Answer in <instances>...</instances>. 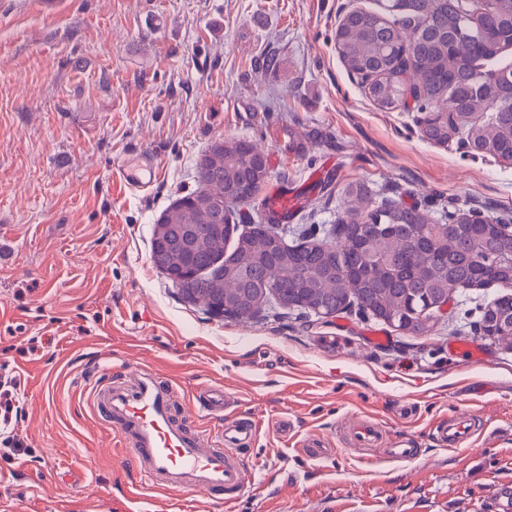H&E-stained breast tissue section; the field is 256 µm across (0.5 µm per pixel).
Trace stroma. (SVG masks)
I'll list each match as a JSON object with an SVG mask.
<instances>
[{
  "label": "stroma",
  "mask_w": 512,
  "mask_h": 512,
  "mask_svg": "<svg viewBox=\"0 0 512 512\" xmlns=\"http://www.w3.org/2000/svg\"><path fill=\"white\" fill-rule=\"evenodd\" d=\"M352 10L382 4L61 0L47 13L40 0H0V383L21 408L6 434L26 449L0 457V512H122L137 476L87 400L98 369L126 362L178 375L188 428L211 426L192 410L205 384L255 419L251 480L233 512H498L496 486L512 483V350L468 312L499 287L459 292L413 337L354 308L213 318L151 260L154 224L224 138L255 143L270 168L234 222H256L269 189L290 184L308 199L285 225L292 241L323 238L355 185L437 220L469 209L512 219V164L425 141L414 104L379 110L351 79L335 34ZM145 150L159 174L134 193L117 163ZM379 329L388 345L369 346ZM465 338L483 361L455 359L449 346ZM461 404L490 417V433L462 450L439 445L433 424ZM365 413L389 436L414 435L418 458L350 446L343 424ZM281 419L293 436L276 433ZM311 433L325 456L300 451ZM141 497V512L175 501L225 512L202 495Z\"/></svg>",
  "instance_id": "stroma-1"
}]
</instances>
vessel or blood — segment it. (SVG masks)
Segmentation results:
<instances>
[{"label": "vessel or blood", "mask_w": 512, "mask_h": 512, "mask_svg": "<svg viewBox=\"0 0 512 512\" xmlns=\"http://www.w3.org/2000/svg\"><path fill=\"white\" fill-rule=\"evenodd\" d=\"M119 174L127 188L147 189L157 176L156 161L142 156L123 160ZM299 204L296 193L276 190L266 208L281 217ZM175 393L173 378L163 379L156 369L130 364L96 382L90 406L150 488L203 494L229 510L249 482L240 453L254 439L256 424L236 416L223 387L204 386L195 396V406L202 416L218 421L219 428L214 433L189 432L172 414ZM489 427L482 413L464 406L438 421L434 432L443 446L465 448L486 435ZM347 438L360 448L387 447L389 457L399 461L415 459L419 453L411 437L385 440L381 426L369 418L348 424Z\"/></svg>", "instance_id": "1"}]
</instances>
